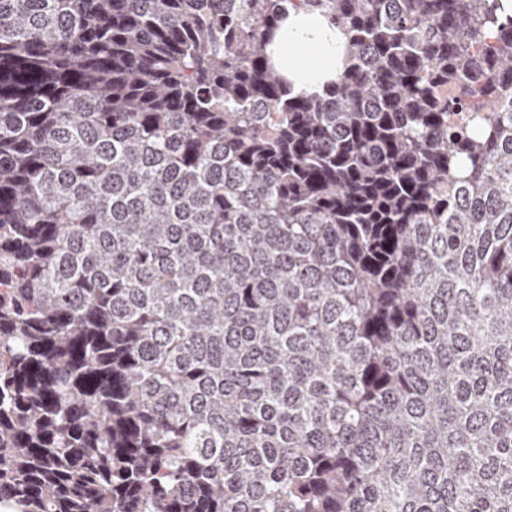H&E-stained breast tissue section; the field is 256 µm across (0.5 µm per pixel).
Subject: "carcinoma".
Returning a JSON list of instances; mask_svg holds the SVG:
<instances>
[{
  "mask_svg": "<svg viewBox=\"0 0 512 512\" xmlns=\"http://www.w3.org/2000/svg\"><path fill=\"white\" fill-rule=\"evenodd\" d=\"M0 512H512L501 0H0ZM345 37L318 12L288 8L279 34L268 47L276 68L286 74L294 93L319 96L343 70ZM295 47L304 49L297 55Z\"/></svg>",
  "mask_w": 512,
  "mask_h": 512,
  "instance_id": "obj_1",
  "label": "carcinoma"
}]
</instances>
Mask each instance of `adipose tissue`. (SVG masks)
Instances as JSON below:
<instances>
[{"mask_svg": "<svg viewBox=\"0 0 512 512\" xmlns=\"http://www.w3.org/2000/svg\"><path fill=\"white\" fill-rule=\"evenodd\" d=\"M344 42L342 32L321 14L292 8L267 52L295 92L318 96L343 69Z\"/></svg>", "mask_w": 512, "mask_h": 512, "instance_id": "ef3b65f1", "label": "adipose tissue"}]
</instances>
